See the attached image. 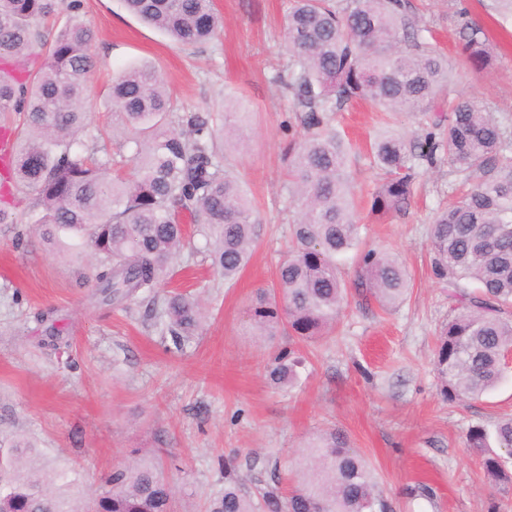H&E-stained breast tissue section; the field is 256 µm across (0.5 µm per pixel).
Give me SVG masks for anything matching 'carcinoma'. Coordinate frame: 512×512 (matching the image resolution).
<instances>
[{
	"label": "carcinoma",
	"mask_w": 512,
	"mask_h": 512,
	"mask_svg": "<svg viewBox=\"0 0 512 512\" xmlns=\"http://www.w3.org/2000/svg\"><path fill=\"white\" fill-rule=\"evenodd\" d=\"M144 23L181 45L211 40L223 21L213 0H123ZM82 0H0V117L19 118L6 171L9 194L29 201L49 240L72 234L99 258L93 298L125 309L151 301L185 244L183 221L197 226L211 266L234 280L250 260L256 217L226 165L210 116L174 118L176 102L159 70L136 66L115 76L112 112L123 127L131 172L112 174V158L87 151L91 118L84 102L94 68L93 31ZM410 0H291L284 22L285 85L302 116L289 148L288 193L296 204L288 254L273 289L261 291L252 319L262 336L298 343L327 335L348 297L340 261L355 252L356 290L381 307L404 300L410 277L383 249L361 245L347 173L352 146L331 126L351 102L383 112H428L423 136L385 133L371 146L385 181L377 212L407 205L418 161L448 162L465 190L439 208L430 234L433 276L458 289L461 309L439 331L434 360L443 397L473 400L494 388L512 350V135L476 98L450 96L452 65ZM466 62L490 61L489 37L460 24ZM176 348L202 319L200 301L174 292L162 300ZM301 360L283 347L267 365L275 385H291ZM487 477L512 490V418L466 437ZM301 481L285 497L271 489L256 501L235 468L207 512H392L372 469L334 429L311 438L298 457ZM173 485L157 458L112 470L94 496L80 494L67 471L48 469L36 445L0 438V512H173Z\"/></svg>",
	"instance_id": "1"
}]
</instances>
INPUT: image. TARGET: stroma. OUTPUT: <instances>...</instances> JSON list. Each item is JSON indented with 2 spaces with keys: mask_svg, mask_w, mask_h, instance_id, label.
Here are the masks:
<instances>
[{
  "mask_svg": "<svg viewBox=\"0 0 512 512\" xmlns=\"http://www.w3.org/2000/svg\"><path fill=\"white\" fill-rule=\"evenodd\" d=\"M411 2L451 58L462 50L463 21L488 30L490 65L476 72L457 64L452 81L512 128V23L500 26L491 0ZM214 4L220 36L191 47L142 24L123 0H83L81 18L95 34L85 107L94 124L115 126L113 76L149 63L181 111L210 114L217 126L225 111L244 113L225 155L258 220L251 260L228 283L205 260L201 237L184 246L161 291L201 296L207 317L179 350L160 313L97 305L98 259L73 239L46 241L26 205L17 206L16 223L0 224V432L27 436L47 466L74 471L89 495L133 454L162 455L180 468L175 512H205L224 486L219 460L235 466L250 495L273 485L284 493L296 481L297 448L336 428L371 465L394 512H512V491L492 486L480 452L465 445L470 427L512 415V363L493 391L455 403L442 397L433 367L439 327L458 303L431 273L430 227L439 203L454 195L455 177L447 164L421 163L401 211L370 210L383 181L370 142L385 130L423 134L424 113L351 103L333 117L357 145L350 172L361 240L399 257L411 278L406 300L386 311L351 295L330 335L299 344L296 384L269 382V357L289 338L257 336L249 308L271 286L295 218L287 171L299 114L275 80L288 62V0ZM50 324L66 348L44 347Z\"/></svg>",
  "mask_w": 512,
  "mask_h": 512,
  "instance_id": "35a3bbf8",
  "label": "stroma"
}]
</instances>
